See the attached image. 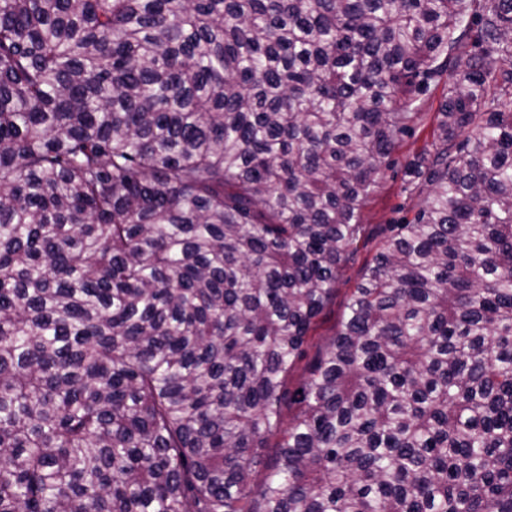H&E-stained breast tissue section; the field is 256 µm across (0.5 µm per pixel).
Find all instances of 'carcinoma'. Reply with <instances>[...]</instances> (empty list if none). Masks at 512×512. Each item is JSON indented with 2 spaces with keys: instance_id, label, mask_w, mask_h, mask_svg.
Segmentation results:
<instances>
[{
  "instance_id": "cac0c4a2",
  "label": "carcinoma",
  "mask_w": 512,
  "mask_h": 512,
  "mask_svg": "<svg viewBox=\"0 0 512 512\" xmlns=\"http://www.w3.org/2000/svg\"><path fill=\"white\" fill-rule=\"evenodd\" d=\"M0 512H512V0H0ZM446 95L447 86L441 82L438 86L432 87L426 95L420 96L414 104L415 112H418L415 135L411 138L405 137L393 150V167L385 171L362 209L361 222L367 228L365 244L340 272L336 282V293L324 311L318 329L322 342L332 336L351 291L363 274L366 262L372 258L379 246L382 230L387 224L405 223L413 219L417 210V200L406 197L402 191L405 167L413 155L431 140L430 135Z\"/></svg>"
}]
</instances>
